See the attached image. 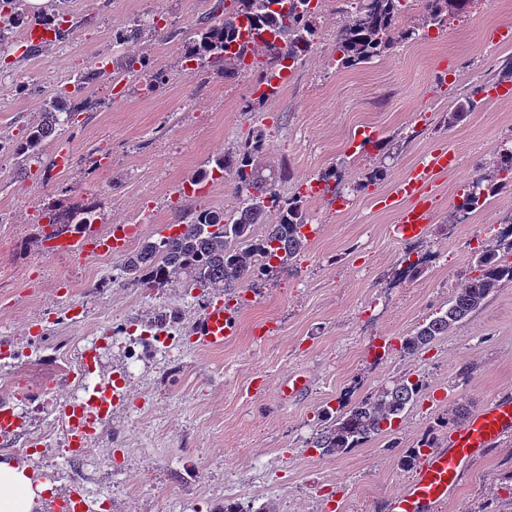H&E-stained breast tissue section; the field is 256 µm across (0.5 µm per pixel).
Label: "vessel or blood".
Listing matches in <instances>:
<instances>
[{
    "label": "vessel or blood",
    "instance_id": "obj_1",
    "mask_svg": "<svg viewBox=\"0 0 512 512\" xmlns=\"http://www.w3.org/2000/svg\"><path fill=\"white\" fill-rule=\"evenodd\" d=\"M447 151L432 153L421 164L400 178L380 203L396 214L395 230L402 236L425 235L433 220L428 204L422 203L425 190L434 178L448 168ZM128 238L126 225L117 224L107 238L91 231L69 237L72 254L81 256L94 249L120 253ZM236 333V319L230 307L223 303L206 304L194 326L201 346L223 347ZM112 388L101 385L95 399L68 398L57 413V422L71 444L85 449L89 432L100 427L103 417L100 407L111 406ZM512 432V399L494 400L473 415L469 421L453 430L444 444L435 446L423 457L414 477L392 494L387 512H441L449 494L457 489L468 464L485 449L498 445L502 437ZM56 512H91V504L81 485H74L70 494L56 505Z\"/></svg>",
    "mask_w": 512,
    "mask_h": 512
}]
</instances>
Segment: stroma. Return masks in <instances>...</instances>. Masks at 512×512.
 <instances>
[{
    "label": "stroma",
    "mask_w": 512,
    "mask_h": 512,
    "mask_svg": "<svg viewBox=\"0 0 512 512\" xmlns=\"http://www.w3.org/2000/svg\"><path fill=\"white\" fill-rule=\"evenodd\" d=\"M216 0H48L76 33L66 41L29 42V24L0 46L8 66L0 73V141L20 140L41 119L46 101L66 93L88 67L104 66L100 88L112 98L105 112L74 111L48 147L44 161L20 168L0 154L9 175L0 179V341L35 343L46 364L0 366V397L22 394L28 426L48 433L41 455L0 447V457L42 472L61 450L63 432L53 414L71 393L86 339L117 323H143L163 309L183 322L171 356L143 351L139 360L105 347L94 381L132 370L98 439L83 463L53 481L55 496L81 485L107 500L109 512H224L225 500L248 512H385L389 496L414 474L402 458L438 417L475 412L512 397V282L503 284L466 321L419 352L395 350L380 365L368 348L411 335L448 304L472 276L476 246L495 244L494 221L512 209V187L496 193L475 222L451 234L456 194L467 175L490 168L512 150V99L482 95L512 69L511 46H487L479 29L512 23V0H472L466 15L445 30L424 28L422 0H405L401 24L417 40L390 47L371 63L337 60L336 41L346 22L342 0H323L313 22L319 38L294 68L287 90L255 102L256 71L224 78L219 69L188 74L186 40ZM139 25L137 40L117 32ZM132 55L146 56L165 75L146 90V76L110 81ZM27 91H20V84ZM470 109L447 126L449 109ZM262 130L264 177H288L278 188L299 196L313 178L337 169L340 197L306 199L304 253L271 280L237 288L248 295L237 334L224 347L195 344L190 327L207 300L181 286L162 289L112 284L119 258L52 254L43 243L40 215L84 199L96 205L98 224L144 219L139 240L167 234L187 210L210 205L232 212L239 198L228 175L216 174L205 191L190 187L215 157ZM451 150L457 163L431 192L434 220L419 238L440 250L436 264L395 284L405 243L394 235L393 213L378 200L431 152ZM66 168H50L60 150ZM382 171L380 179L371 174ZM85 320L72 324L70 309ZM308 377L306 391L283 400L289 376ZM420 381L416 401L387 433L334 456L312 441L323 410L351 404L392 380ZM443 512H512V437L477 457Z\"/></svg>",
    "instance_id": "1"
}]
</instances>
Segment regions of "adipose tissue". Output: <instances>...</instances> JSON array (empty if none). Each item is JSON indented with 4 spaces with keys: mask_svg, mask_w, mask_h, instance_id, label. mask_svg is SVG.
<instances>
[{
    "mask_svg": "<svg viewBox=\"0 0 512 512\" xmlns=\"http://www.w3.org/2000/svg\"><path fill=\"white\" fill-rule=\"evenodd\" d=\"M51 493L26 466L0 459V512H41Z\"/></svg>",
    "mask_w": 512,
    "mask_h": 512,
    "instance_id": "obj_1",
    "label": "adipose tissue"
}]
</instances>
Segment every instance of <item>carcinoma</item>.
<instances>
[{
    "label": "carcinoma",
    "mask_w": 512,
    "mask_h": 512,
    "mask_svg": "<svg viewBox=\"0 0 512 512\" xmlns=\"http://www.w3.org/2000/svg\"><path fill=\"white\" fill-rule=\"evenodd\" d=\"M471 0H424V25L441 29L448 20L466 13ZM218 2L213 23L203 27L188 42V53L201 61L206 73L216 63L224 64V77L245 69L249 56L260 59L261 82L268 85L285 61H302L317 38L307 0H238V7L224 15ZM23 0H0V41L22 19ZM402 0H360L348 17L336 42L338 61L345 67L367 64L389 46L410 38L413 31L398 26ZM65 104L49 102L43 120L12 144L19 165L37 162L45 154L50 138L59 127ZM266 151L265 134L258 131L244 147L214 159L215 167L231 175L239 196L234 212L204 209L178 229L157 240H145L118 267L117 278L124 286L164 288L180 283L187 290L202 292L222 288L232 291L260 276L282 269L307 247L302 228L308 216L298 198L283 197L277 185L261 178L258 158ZM512 167V151L500 154L495 169L477 176L482 194L498 190L500 172ZM265 226L257 235V225ZM512 251V240L505 247ZM500 245L478 254V274L468 278L448 300V308L421 324L402 340L401 350L412 355L430 345L458 323L481 308L502 283L512 282V261ZM421 384L408 378L395 380L379 393L368 395L347 409H325L328 423L313 441L327 456L356 448L384 434L392 421L417 399Z\"/></svg>",
    "instance_id": "obj_1"
}]
</instances>
